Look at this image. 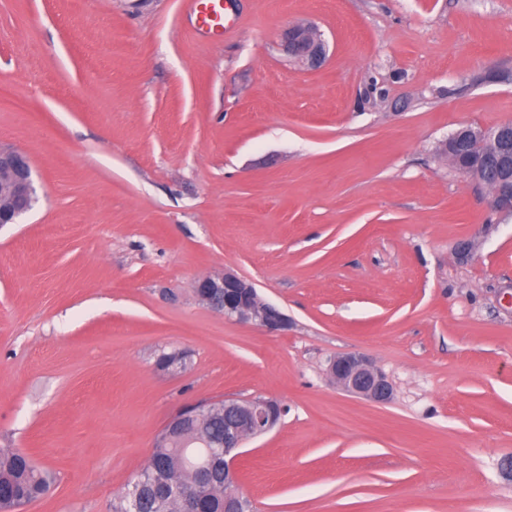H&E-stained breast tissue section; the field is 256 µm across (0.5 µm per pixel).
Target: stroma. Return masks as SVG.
I'll use <instances>...</instances> for the list:
<instances>
[{
  "instance_id": "35a3bbf8",
  "label": "stroma",
  "mask_w": 512,
  "mask_h": 512,
  "mask_svg": "<svg viewBox=\"0 0 512 512\" xmlns=\"http://www.w3.org/2000/svg\"><path fill=\"white\" fill-rule=\"evenodd\" d=\"M228 16L212 41L184 0H0V145L40 196L0 228V450L53 477L23 512H110L178 410L254 395L286 409L243 447L255 512H512V215L438 153L512 122V0ZM298 23L318 69L279 48ZM224 271L287 330L203 306ZM349 352L390 403L330 381ZM283 51L306 69H317L326 59V44L314 25H294L281 33Z\"/></svg>"
}]
</instances>
